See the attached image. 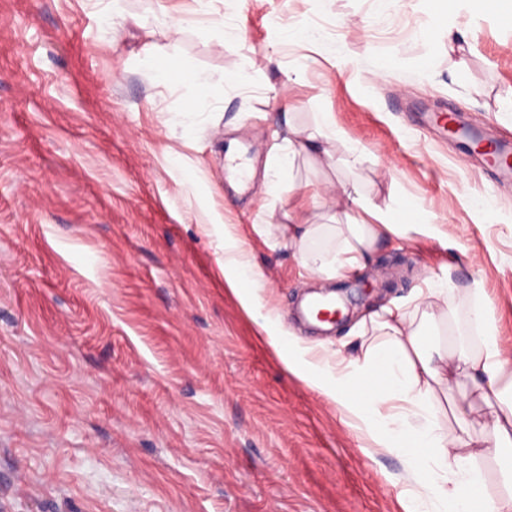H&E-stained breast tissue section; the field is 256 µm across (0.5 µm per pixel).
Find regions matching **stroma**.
<instances>
[{
  "label": "stroma",
  "instance_id": "stroma-1",
  "mask_svg": "<svg viewBox=\"0 0 512 512\" xmlns=\"http://www.w3.org/2000/svg\"><path fill=\"white\" fill-rule=\"evenodd\" d=\"M436 9L0 0V512H403L401 456L368 454L259 322L350 353L374 309L478 282L512 351V184L424 123L448 110L512 141V9L457 0L454 48ZM183 64L210 84L174 77ZM283 87L298 131L329 112L345 138L335 162L297 157L273 197ZM339 182L411 202L438 234L379 242L344 279L373 294L319 333L295 316L316 281L255 227ZM227 224L264 275L252 315L225 288Z\"/></svg>",
  "mask_w": 512,
  "mask_h": 512
}]
</instances>
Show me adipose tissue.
Segmentation results:
<instances>
[{"instance_id": "adipose-tissue-1", "label": "adipose tissue", "mask_w": 512, "mask_h": 512, "mask_svg": "<svg viewBox=\"0 0 512 512\" xmlns=\"http://www.w3.org/2000/svg\"><path fill=\"white\" fill-rule=\"evenodd\" d=\"M341 136L331 113H320L313 131L287 138V151L273 163V172L289 167L299 155L329 156V144ZM342 197L347 205L342 221H271L258 232L269 240L287 239L315 279L344 277L363 268L386 234L411 231L432 237L437 232L421 218L398 223L394 211L350 191ZM224 282L244 310H254L263 275L229 233L224 236ZM416 299L410 312L395 304L373 313L366 338L351 354L284 338L278 321L268 316L260 329L289 375L335 404L373 451L402 457L405 512H471L474 490L481 494L480 512H512V356L495 336L485 291L476 284L460 296L435 284L418 290ZM461 308L479 337L478 348L428 343L426 325L450 324ZM460 377L469 389L457 395L452 383ZM474 395L490 408L489 431L481 437L471 433L467 418ZM487 457L505 464L494 493L478 465Z\"/></svg>"}]
</instances>
